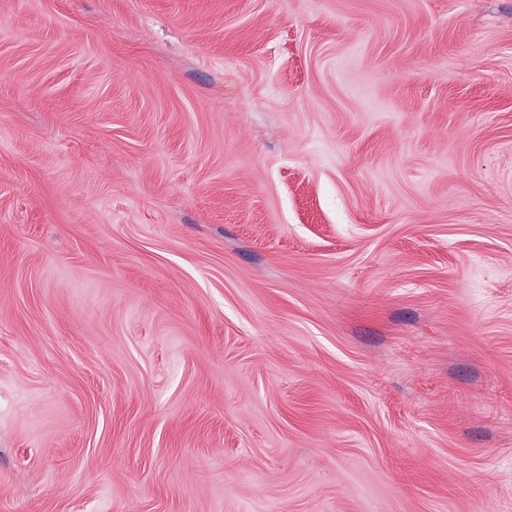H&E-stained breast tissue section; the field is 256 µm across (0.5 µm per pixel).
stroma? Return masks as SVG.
Here are the masks:
<instances>
[{
	"mask_svg": "<svg viewBox=\"0 0 512 512\" xmlns=\"http://www.w3.org/2000/svg\"><path fill=\"white\" fill-rule=\"evenodd\" d=\"M0 512H512V0H0Z\"/></svg>",
	"mask_w": 512,
	"mask_h": 512,
	"instance_id": "1",
	"label": "stroma"
}]
</instances>
